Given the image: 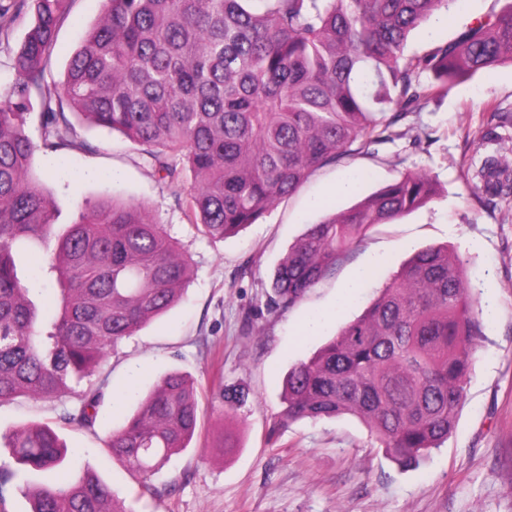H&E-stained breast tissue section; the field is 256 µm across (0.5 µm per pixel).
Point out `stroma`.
Returning a JSON list of instances; mask_svg holds the SVG:
<instances>
[{
	"instance_id": "obj_1",
	"label": "stroma",
	"mask_w": 512,
	"mask_h": 512,
	"mask_svg": "<svg viewBox=\"0 0 512 512\" xmlns=\"http://www.w3.org/2000/svg\"><path fill=\"white\" fill-rule=\"evenodd\" d=\"M506 0H454L450 22L423 24L408 45L426 53L455 39L477 18L500 11ZM104 0H73L46 64L41 91L32 93L25 129L39 140L45 103H58L66 63L97 21ZM31 17L7 16L0 25V92L14 79L13 56ZM379 120L397 139L350 151L316 171L292 196L238 235L213 241L186 219L176 190L155 171L141 147L122 134L74 120L70 146L36 151L33 172L43 181L67 223L78 206L105 192L142 203L179 241L190 264L181 301L123 340L92 378L102 402L93 429L59 427L63 399L20 397L0 405V431L33 422L59 427L71 460L63 468L27 475L28 485L54 483L92 470L112 485L127 512H512V197L490 204L474 177L482 160L512 164V66L476 74L414 111L389 109ZM79 171L89 166L121 171L120 179L72 188L52 174L55 158ZM368 180L356 192L332 198L341 211L393 183L422 171L439 184L426 206L394 224L373 229L295 307L268 308L271 277L295 240L325 211L315 199L350 171ZM446 245L466 263L467 286L478 298L483 336L456 426L441 448L415 468L386 454L356 417L301 420L283 425L277 444L267 442L280 413L289 369L309 359L348 322L360 316L413 249ZM362 266L373 269L350 304L322 333L297 341L296 325L311 312L331 307ZM251 330H244V317ZM191 376L200 391L198 431L186 451L172 455L143 490L109 455L105 442L136 411L140 399L166 374ZM135 392L122 396L129 376ZM245 385L252 394L225 410L218 386Z\"/></svg>"
}]
</instances>
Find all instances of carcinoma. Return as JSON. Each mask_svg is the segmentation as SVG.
Here are the masks:
<instances>
[{
    "label": "carcinoma",
    "mask_w": 512,
    "mask_h": 512,
    "mask_svg": "<svg viewBox=\"0 0 512 512\" xmlns=\"http://www.w3.org/2000/svg\"><path fill=\"white\" fill-rule=\"evenodd\" d=\"M451 0H106L69 58L62 93L70 111L143 148L162 179L185 191L198 232L223 239L254 224L317 169L357 144L395 136L377 115L407 112L448 82L512 65V0L458 38L419 55L408 42ZM71 0H11L32 22L15 52V82L0 94V403L78 393L60 421L94 426L101 394L76 388L124 339L169 310L184 291L188 261L145 207L112 197L59 227L31 173L38 148L69 144L72 123L47 103L41 145L25 131L30 94ZM429 72L433 81L423 83ZM482 191H512V171L485 161ZM436 193L408 172L354 206L311 224L272 278L269 303L301 302L367 232L394 224ZM29 256L55 276L56 307L34 299L18 276ZM483 336L463 261L448 248L414 252L364 314L288 373L281 421L361 419L397 462L413 467L453 431ZM250 392L226 386L224 411ZM198 389L168 374L114 430L108 452L143 487L198 425ZM20 468L0 470V505L29 471L62 465L56 430L32 424L0 437ZM30 512H124L118 494L86 470L26 488Z\"/></svg>",
    "instance_id": "obj_1"
}]
</instances>
